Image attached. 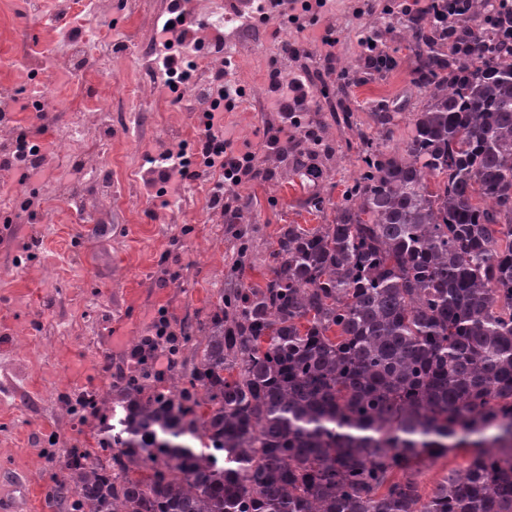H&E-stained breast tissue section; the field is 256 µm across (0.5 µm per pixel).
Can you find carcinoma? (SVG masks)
Masks as SVG:
<instances>
[{
    "label": "carcinoma",
    "mask_w": 512,
    "mask_h": 512,
    "mask_svg": "<svg viewBox=\"0 0 512 512\" xmlns=\"http://www.w3.org/2000/svg\"><path fill=\"white\" fill-rule=\"evenodd\" d=\"M421 105L358 128V175L306 128L265 172L300 180L329 224H283L264 259L240 224L207 319L157 339L109 400L112 444L74 450L46 498L67 512H512V13L440 2L405 24ZM436 189H431V186ZM269 270L246 284L247 268ZM196 357L192 367L183 353ZM210 413L199 414L200 397ZM471 448L431 487L424 469ZM219 453L223 463L207 460Z\"/></svg>",
    "instance_id": "obj_1"
}]
</instances>
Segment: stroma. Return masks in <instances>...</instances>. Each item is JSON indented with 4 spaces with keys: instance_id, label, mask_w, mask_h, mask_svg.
Returning a JSON list of instances; mask_svg holds the SVG:
<instances>
[{
    "instance_id": "obj_1",
    "label": "stroma",
    "mask_w": 512,
    "mask_h": 512,
    "mask_svg": "<svg viewBox=\"0 0 512 512\" xmlns=\"http://www.w3.org/2000/svg\"><path fill=\"white\" fill-rule=\"evenodd\" d=\"M21 0H0V59L38 51L55 57L69 48L68 8H61L59 30H47L22 11ZM169 0H97L103 24L112 28L111 44L101 47L105 68L78 75L56 69L54 85L72 99L94 87L100 109L111 112V128L102 130V172L117 187L112 203L72 211L55 200L53 223L40 221L45 198L80 182L82 160L59 159L63 129L86 122L84 113L63 108L50 113L31 136L44 156V168L26 173L11 168L0 178V200L24 193L26 207L9 223H0V496L14 500L16 512H62L48 503L44 491L70 449L94 448L103 437L97 414L72 420L66 400L76 392H107L119 372L133 364L132 344L152 335L157 323L171 331L204 321L210 302L224 286V263L238 227L208 205L210 189L190 184L185 197H196L197 211L175 218V198L162 187L146 188L153 172L150 158L170 142L196 147L201 113L185 110L176 121L184 129H167V105L172 95L161 79L136 128L126 125V113L139 94L137 54L149 48L156 17ZM394 0H334L329 14L301 22L274 17L255 23L254 44L238 32L224 29V49L243 81L244 95L224 114V124L238 144L265 151V132L277 127V115L267 109V97L255 94V83H266L269 69H309L316 87H328L319 111L309 113L312 127L326 132L336 149V165L321 184L323 194L339 199L358 171L357 138L340 120L353 113L359 124L370 121L372 102L384 101L407 111L417 101L416 55L404 38ZM305 32H298V24ZM334 28L338 43L325 59L321 39ZM376 31L384 49L392 52L391 70L369 67L358 45L362 31ZM24 31V42L15 34ZM297 42L300 56L291 60L284 44ZM136 176H129V166ZM306 192L297 183L257 177L239 191V206L258 229L257 256H264L279 226L311 228L330 223L333 212L316 216L302 202ZM52 255L55 272L43 267Z\"/></svg>"
}]
</instances>
